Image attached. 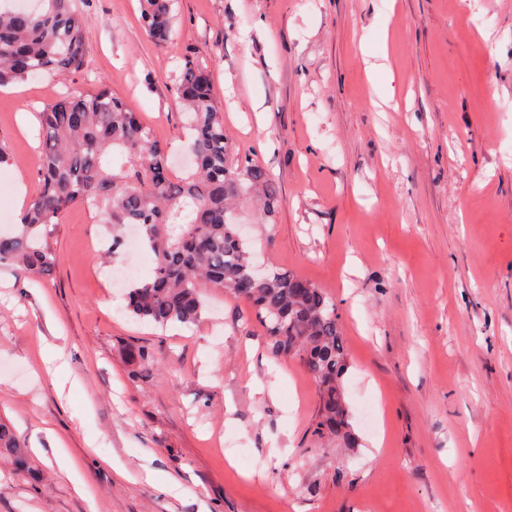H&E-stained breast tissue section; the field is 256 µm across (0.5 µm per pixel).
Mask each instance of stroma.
I'll return each instance as SVG.
<instances>
[{
	"mask_svg": "<svg viewBox=\"0 0 512 512\" xmlns=\"http://www.w3.org/2000/svg\"><path fill=\"white\" fill-rule=\"evenodd\" d=\"M73 7L91 31L85 70L0 89V231L20 221L18 194L39 190V128L24 118L91 93L95 77L186 176L174 84L193 55L231 163L279 186L273 221L236 205L257 263L336 305L357 445L313 435L315 381L298 358L271 356L244 300L204 289L190 326L130 316L112 271L130 264L142 280L152 257L101 259L112 236L76 206L52 229L53 276L0 264V419L33 470L0 469V512H512V0H396L390 14L383 0H176L165 46L139 0ZM484 11L486 38L472 27ZM382 51L391 73L373 88L365 67ZM46 344L72 389L36 376ZM157 470L178 489L146 480Z\"/></svg>",
	"mask_w": 512,
	"mask_h": 512,
	"instance_id": "1",
	"label": "stroma"
}]
</instances>
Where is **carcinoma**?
<instances>
[{
    "label": "carcinoma",
    "instance_id": "1",
    "mask_svg": "<svg viewBox=\"0 0 512 512\" xmlns=\"http://www.w3.org/2000/svg\"><path fill=\"white\" fill-rule=\"evenodd\" d=\"M42 8L0 9V86L84 67L91 34L73 0H41ZM141 22L154 44L175 34L173 0H140ZM175 92L190 130L195 171L175 176L151 129L105 81L86 96L62 95L37 113L40 190L12 232L0 233V263L51 276L59 256L49 226L82 205L112 228L115 250L136 225L153 255L152 275L129 288L126 310L164 327L200 318L202 285L250 303L276 357L299 358L319 386L313 433L355 446L343 377L349 362L336 307L310 280L290 272L262 274L231 220L235 200L253 196L273 218L279 189L265 169L229 163L224 115L216 108L208 70L184 59ZM26 473L28 458L11 427L0 422V455Z\"/></svg>",
    "mask_w": 512,
    "mask_h": 512
}]
</instances>
